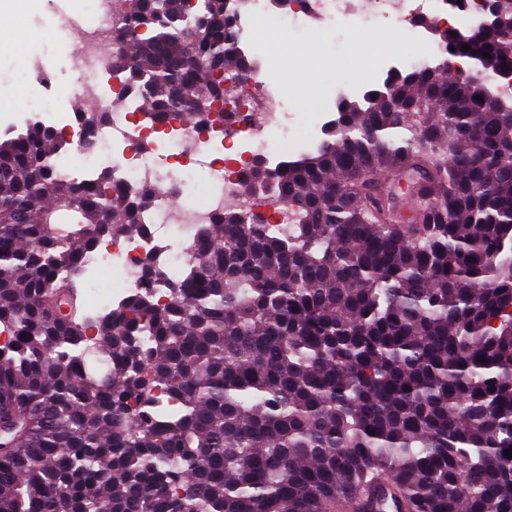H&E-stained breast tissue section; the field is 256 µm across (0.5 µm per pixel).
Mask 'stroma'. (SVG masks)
Listing matches in <instances>:
<instances>
[{
    "mask_svg": "<svg viewBox=\"0 0 512 512\" xmlns=\"http://www.w3.org/2000/svg\"><path fill=\"white\" fill-rule=\"evenodd\" d=\"M88 0H46L41 13L30 17L28 32L30 44L25 50L0 46V97L12 100L13 111L27 109L29 97L41 93V70H48L60 84H71L68 55L78 41L75 30L61 26L62 17L84 11ZM375 35L390 33L401 44L398 57L408 65L432 61V44L412 42L405 29L389 21L370 22L351 29L345 22H317L308 30H287L285 45L262 37L254 52L268 69V82L273 89L286 90L290 74L305 72L318 86V112L335 118L336 103L345 96L358 97L373 86V78L386 52L377 53L366 72L356 70L353 39L356 33Z\"/></svg>",
    "mask_w": 512,
    "mask_h": 512,
    "instance_id": "stroma-1",
    "label": "stroma"
}]
</instances>
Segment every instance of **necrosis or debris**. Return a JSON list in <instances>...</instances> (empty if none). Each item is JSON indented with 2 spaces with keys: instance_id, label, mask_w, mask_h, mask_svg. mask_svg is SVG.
I'll return each instance as SVG.
<instances>
[{
  "instance_id": "4bbe7bcc",
  "label": "necrosis or debris",
  "mask_w": 512,
  "mask_h": 512,
  "mask_svg": "<svg viewBox=\"0 0 512 512\" xmlns=\"http://www.w3.org/2000/svg\"><path fill=\"white\" fill-rule=\"evenodd\" d=\"M482 5L483 0H466L465 8L457 10L449 8L448 0H366L365 11L356 17L348 0H297L286 22L302 28L314 21L386 19L423 43L427 32L421 19L464 31L477 21ZM122 6V0H92L89 16L69 18V26L80 34L70 56L74 86L66 92L52 77H45L39 106L50 112V125L61 137L62 159L74 153L91 157L86 172L98 165L110 169L116 186L129 193L147 185L165 191L144 213L150 227L147 236L107 238L98 246L96 263L100 270L112 272L118 293L124 295L140 288L141 266L149 256L168 277H179L199 225L210 223L225 207L241 204L238 187L253 161L273 160L283 142L317 131L324 122L319 115L301 119L290 112L285 97L271 88L260 61L252 57L251 46L265 19L263 0H226L228 27L249 65L229 74L235 92L225 99L223 111L210 113L191 127L177 121L143 124L140 101L116 64ZM76 96L91 102L103 116L93 134H85L76 116L66 110ZM119 100L124 103L120 109L115 106ZM201 157L209 160L204 199L175 204Z\"/></svg>"
}]
</instances>
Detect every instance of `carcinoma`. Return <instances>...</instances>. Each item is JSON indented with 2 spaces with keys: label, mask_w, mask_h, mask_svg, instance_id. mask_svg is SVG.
I'll return each instance as SVG.
<instances>
[{
  "label": "carcinoma",
  "mask_w": 512,
  "mask_h": 512,
  "mask_svg": "<svg viewBox=\"0 0 512 512\" xmlns=\"http://www.w3.org/2000/svg\"><path fill=\"white\" fill-rule=\"evenodd\" d=\"M118 67L152 122L194 123L244 60L225 0H123ZM498 30H435L490 79L426 64L345 98L316 149L257 160L185 274L89 316L78 278L157 197L0 133V512H512V0ZM480 95L483 101L475 96ZM407 178L411 216L387 177ZM166 288L161 304L154 288ZM365 508L374 512H398L397 504L390 498L389 494H378L372 497L357 498L354 500H343L340 503L341 511L353 512L351 510Z\"/></svg>",
  "instance_id": "obj_1"
}]
</instances>
